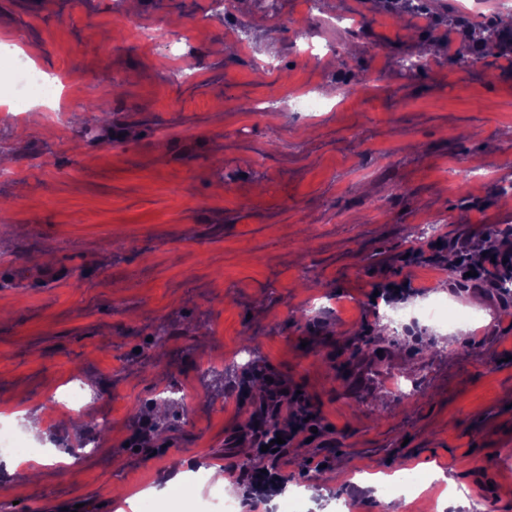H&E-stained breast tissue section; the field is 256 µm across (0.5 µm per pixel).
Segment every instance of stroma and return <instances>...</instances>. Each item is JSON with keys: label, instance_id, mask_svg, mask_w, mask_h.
Here are the masks:
<instances>
[{"label": "stroma", "instance_id": "stroma-1", "mask_svg": "<svg viewBox=\"0 0 512 512\" xmlns=\"http://www.w3.org/2000/svg\"><path fill=\"white\" fill-rule=\"evenodd\" d=\"M317 2L234 0L218 15L212 0H0V41L67 83L0 112V407L41 410L72 376L94 416L112 418L78 477L0 470V512H116L119 495L148 487L157 512H194L165 490L175 458H208L235 494L240 413L267 397L258 374L316 421L266 455L277 489L240 512H279L293 487L405 461L468 490L495 474L483 501L512 512V302L447 262L481 225L512 226V63L449 65L454 0ZM131 14L152 48L129 43ZM299 29L320 58L299 63ZM174 33L189 40L172 63ZM360 72L380 86L334 102L336 81ZM287 90L315 111H294ZM405 279L410 290H375ZM426 294L467 312L455 348L431 357L444 329L430 322L374 341L378 314ZM161 324L172 336L158 349ZM359 336L339 378L336 351ZM171 384L196 397L167 406L157 437L156 394ZM80 425L60 412L37 434L13 428L28 448L66 451ZM339 496L378 506L375 488L349 481L304 512H335Z\"/></svg>", "mask_w": 512, "mask_h": 512}]
</instances>
